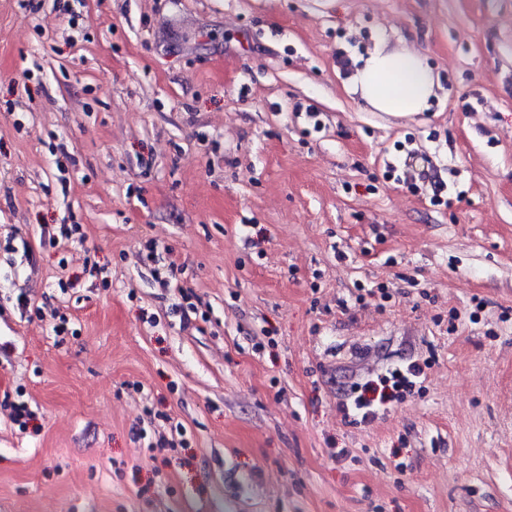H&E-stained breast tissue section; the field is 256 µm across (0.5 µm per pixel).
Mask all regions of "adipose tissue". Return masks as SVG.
Returning a JSON list of instances; mask_svg holds the SVG:
<instances>
[{
	"instance_id": "adipose-tissue-1",
	"label": "adipose tissue",
	"mask_w": 512,
	"mask_h": 512,
	"mask_svg": "<svg viewBox=\"0 0 512 512\" xmlns=\"http://www.w3.org/2000/svg\"><path fill=\"white\" fill-rule=\"evenodd\" d=\"M351 89L377 112L410 117L424 112L436 94L438 80L415 49L390 50L378 40L367 56L357 58Z\"/></svg>"
}]
</instances>
